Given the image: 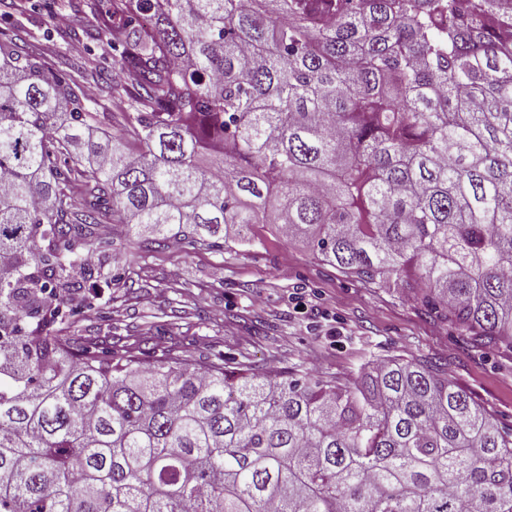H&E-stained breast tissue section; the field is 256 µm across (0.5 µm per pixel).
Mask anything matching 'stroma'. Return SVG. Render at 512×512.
Segmentation results:
<instances>
[{"label":"stroma","instance_id":"obj_1","mask_svg":"<svg viewBox=\"0 0 512 512\" xmlns=\"http://www.w3.org/2000/svg\"><path fill=\"white\" fill-rule=\"evenodd\" d=\"M109 31L87 0H0V40L78 91L96 86L92 125L129 141L128 98L106 84L116 72ZM90 242L98 295L69 335L128 336L149 357L171 349L199 366L221 360L326 380L356 377L374 361H415L512 428L511 347L475 344L410 296L344 275L302 240L256 224L220 250L117 232Z\"/></svg>","mask_w":512,"mask_h":512}]
</instances>
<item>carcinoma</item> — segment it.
Segmentation results:
<instances>
[{"label":"carcinoma","instance_id":"1","mask_svg":"<svg viewBox=\"0 0 512 512\" xmlns=\"http://www.w3.org/2000/svg\"><path fill=\"white\" fill-rule=\"evenodd\" d=\"M136 145L0 42V512H512V432L447 377L146 359L54 329L112 220L299 237L512 348V0H110ZM79 184L112 210H72Z\"/></svg>","mask_w":512,"mask_h":512}]
</instances>
